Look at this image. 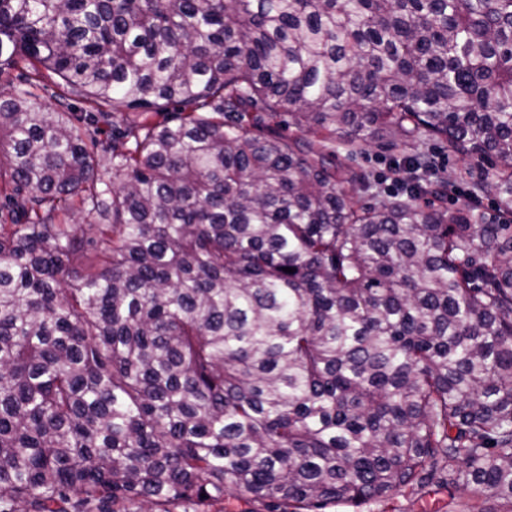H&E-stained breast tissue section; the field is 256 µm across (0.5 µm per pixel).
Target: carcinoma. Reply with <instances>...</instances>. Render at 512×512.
Returning a JSON list of instances; mask_svg holds the SVG:
<instances>
[{"mask_svg":"<svg viewBox=\"0 0 512 512\" xmlns=\"http://www.w3.org/2000/svg\"><path fill=\"white\" fill-rule=\"evenodd\" d=\"M6 68L0 512H512V0H0ZM339 159L343 165L355 170L366 171L375 179L371 189L361 192L362 200L365 203L373 202V197L377 194L401 191L395 189L397 170L402 164L401 155L390 146L382 145L374 140L353 155L346 156L342 152ZM434 162L437 165V179L448 181L450 186H457L464 190L462 194H454L451 187L448 189V207L478 208L485 212H492L496 206V197L492 191L474 197L470 193L469 176L467 169L477 167V160L461 155H449L438 144L431 149ZM463 497L453 485L429 486L416 494H399L386 503L370 502L356 507L348 504L327 509L333 512H458Z\"/></svg>","mask_w":512,"mask_h":512,"instance_id":"cac0c4a2","label":"carcinoma"}]
</instances>
